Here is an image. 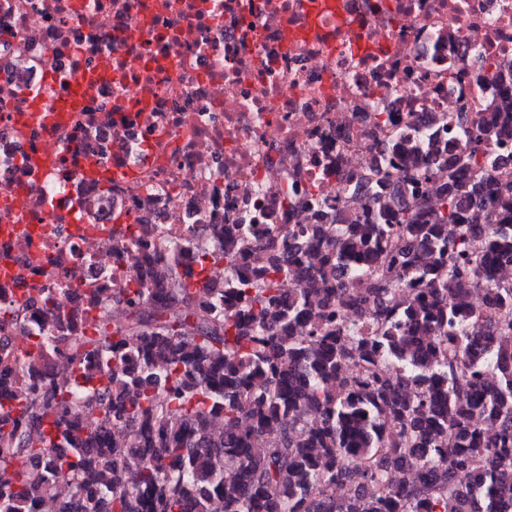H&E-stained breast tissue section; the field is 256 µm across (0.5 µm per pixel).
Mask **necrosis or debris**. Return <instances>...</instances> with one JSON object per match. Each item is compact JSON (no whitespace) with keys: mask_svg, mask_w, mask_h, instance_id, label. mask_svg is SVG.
Listing matches in <instances>:
<instances>
[{"mask_svg":"<svg viewBox=\"0 0 512 512\" xmlns=\"http://www.w3.org/2000/svg\"><path fill=\"white\" fill-rule=\"evenodd\" d=\"M506 83L512 0H0V306L23 286L122 287L113 262L131 278L144 252L125 223L161 262L223 224L287 223L288 181L353 218L388 140L463 150L465 100L497 111ZM35 102L74 110L46 126ZM328 156L362 175L353 194L322 176Z\"/></svg>","mask_w":512,"mask_h":512,"instance_id":"necrosis-or-debris-1","label":"necrosis or debris"}]
</instances>
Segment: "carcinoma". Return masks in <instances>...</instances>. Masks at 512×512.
Segmentation results:
<instances>
[{
  "instance_id": "cac0c4a2",
  "label": "carcinoma",
  "mask_w": 512,
  "mask_h": 512,
  "mask_svg": "<svg viewBox=\"0 0 512 512\" xmlns=\"http://www.w3.org/2000/svg\"><path fill=\"white\" fill-rule=\"evenodd\" d=\"M500 107L458 113L432 206L403 135L408 201L385 172L350 224H226L195 269L144 256L82 327L50 289L0 308V512H506L512 187L485 132H512V83ZM325 173L341 199L354 175ZM33 311L49 335L22 348Z\"/></svg>"
}]
</instances>
